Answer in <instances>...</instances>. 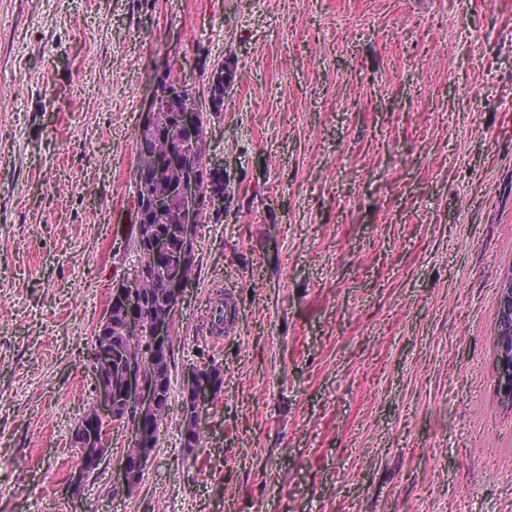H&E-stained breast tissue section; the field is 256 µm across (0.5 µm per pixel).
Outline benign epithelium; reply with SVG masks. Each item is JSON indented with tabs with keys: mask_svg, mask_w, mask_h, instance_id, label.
Returning a JSON list of instances; mask_svg holds the SVG:
<instances>
[{
	"mask_svg": "<svg viewBox=\"0 0 512 512\" xmlns=\"http://www.w3.org/2000/svg\"><path fill=\"white\" fill-rule=\"evenodd\" d=\"M189 86L184 80L165 85H154L150 103L142 113L140 132L156 130L161 108L176 97H184ZM198 113L186 109L179 113L177 124L169 133L170 147L159 163L180 171V179L173 189L177 199L176 223L179 224L178 241L157 235L143 227L139 233L145 243L142 262L136 267L133 278L112 289L109 308L99 327L91 358L97 365L123 363V381L118 387L100 379L96 386V410L88 418L80 419L75 428V447L109 448L112 424H124L129 440L141 438L140 421L146 418L161 402L163 390L159 381L144 373L142 363L152 361L167 351L171 339V324L167 320L151 323L144 320L137 310L136 286L149 279L162 285L171 301L180 303L189 280L182 276V269L195 261V226L201 222V209L224 210V196L203 194L204 179L212 172L223 171L222 165L211 157L199 153L196 138ZM122 308L124 336L138 345L137 353L127 354L125 348L112 342L106 328L111 324L112 308ZM498 393L512 404V274L506 275L501 288L499 331L497 340ZM224 385V379H215L211 370L190 366L181 377L182 399L187 403L196 423H201L213 404L215 393ZM148 459L141 457L130 461L120 455L115 467V477L128 486L145 471Z\"/></svg>",
	"mask_w": 512,
	"mask_h": 512,
	"instance_id": "7a95c632",
	"label": "benign epithelium"
}]
</instances>
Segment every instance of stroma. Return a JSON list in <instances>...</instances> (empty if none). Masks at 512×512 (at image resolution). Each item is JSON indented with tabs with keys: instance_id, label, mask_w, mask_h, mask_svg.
I'll use <instances>...</instances> for the list:
<instances>
[{
	"instance_id": "1",
	"label": "stroma",
	"mask_w": 512,
	"mask_h": 512,
	"mask_svg": "<svg viewBox=\"0 0 512 512\" xmlns=\"http://www.w3.org/2000/svg\"><path fill=\"white\" fill-rule=\"evenodd\" d=\"M173 59L200 100L233 72L207 129L224 215L197 227L171 363L224 387L198 458L175 383L139 491L112 453L74 493ZM511 272L512 0H0V512H512ZM498 393L512 404V274L506 275L501 288L497 340Z\"/></svg>"
}]
</instances>
